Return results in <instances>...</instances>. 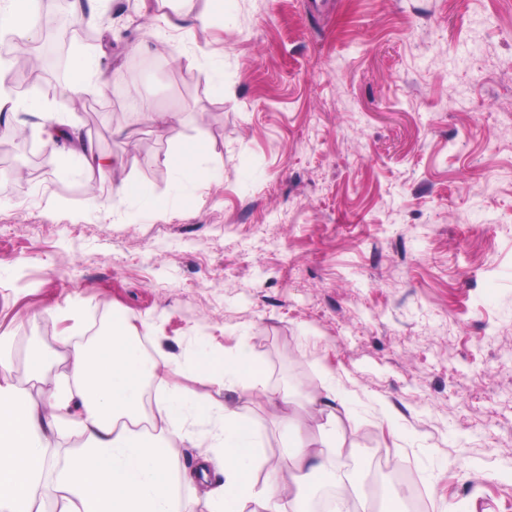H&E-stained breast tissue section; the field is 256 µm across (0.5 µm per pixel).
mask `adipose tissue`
Masks as SVG:
<instances>
[{"mask_svg": "<svg viewBox=\"0 0 512 512\" xmlns=\"http://www.w3.org/2000/svg\"><path fill=\"white\" fill-rule=\"evenodd\" d=\"M37 28L34 0H0L1 31L29 37ZM44 150L52 164L72 155L77 175L112 172L116 196H151L148 188L133 187L122 161L101 154L92 142L67 146L51 135ZM163 358V350L147 352L116 314L94 339L72 345L71 374L58 384L50 411L0 384V512H41L48 498L57 512H195V500L181 492L184 476L170 448L200 420L213 422L211 439L223 451L224 483L213 499L215 512H245L250 504L255 512H303L306 488L331 476L324 462L337 453L335 413L327 415L328 439L319 446L284 415L281 442L290 467L261 484L255 477L258 435L233 407L217 410L181 392H160L146 403ZM192 369L228 388L252 389L261 382L259 365L244 351L231 360L201 356ZM64 433L79 441L60 454L56 439Z\"/></svg>", "mask_w": 512, "mask_h": 512, "instance_id": "adipose-tissue-1", "label": "adipose tissue"}]
</instances>
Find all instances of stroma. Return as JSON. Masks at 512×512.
Returning <instances> with one entry per match:
<instances>
[{
  "instance_id": "1",
  "label": "stroma",
  "mask_w": 512,
  "mask_h": 512,
  "mask_svg": "<svg viewBox=\"0 0 512 512\" xmlns=\"http://www.w3.org/2000/svg\"><path fill=\"white\" fill-rule=\"evenodd\" d=\"M156 8L108 0L96 42L70 40L67 57L96 54L111 77L86 108L66 71L32 94L95 129L165 209L113 195L107 173L84 195L59 165L12 188L42 152L37 116L18 117L30 146L0 154V381L46 406L70 368L61 337L119 313L180 365L171 388L249 419L259 471L283 456L267 394L289 395L313 442L309 400L329 395L346 448L331 481L359 476L361 512H408L386 464L430 512H512V0H224L220 15L187 0V35L141 24ZM198 49L199 66L179 63ZM132 99L150 111L114 119ZM155 112L174 114L165 131ZM190 143L214 172L197 185L164 163ZM34 343L57 359L38 380ZM284 345L308 392L279 374ZM202 349L249 352L261 384L196 375ZM210 429L172 448L187 473L208 465L198 512L224 479Z\"/></svg>"
}]
</instances>
